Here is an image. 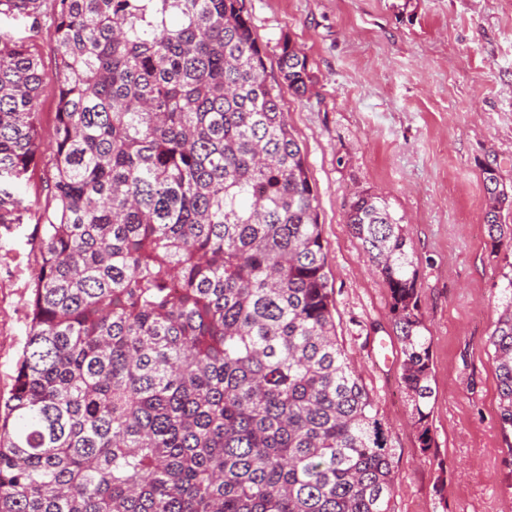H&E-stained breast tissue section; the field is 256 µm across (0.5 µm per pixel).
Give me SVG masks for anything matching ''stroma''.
Returning <instances> with one entry per match:
<instances>
[{"mask_svg": "<svg viewBox=\"0 0 512 512\" xmlns=\"http://www.w3.org/2000/svg\"><path fill=\"white\" fill-rule=\"evenodd\" d=\"M243 8L317 191L339 340L388 430L392 512H512V433L500 427L488 347L512 251L488 236L482 177L492 166L512 193V0H243ZM0 31L27 39L53 73L52 28L1 15ZM286 39L312 76L301 97L280 75ZM56 106L45 81L41 153L11 186V221L0 224V405L28 331ZM358 192L388 201L417 265L432 359L425 452L401 384L389 290L347 224Z\"/></svg>", "mask_w": 512, "mask_h": 512, "instance_id": "35a3bbf8", "label": "stroma"}]
</instances>
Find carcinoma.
Listing matches in <instances>:
<instances>
[{
    "label": "carcinoma",
    "instance_id": "cac0c4a2",
    "mask_svg": "<svg viewBox=\"0 0 512 512\" xmlns=\"http://www.w3.org/2000/svg\"><path fill=\"white\" fill-rule=\"evenodd\" d=\"M0 0L56 33L55 72L0 33V184L40 153L53 211L0 417V512H391V448L336 336L316 191L242 0ZM288 88L311 75L280 46ZM485 224L512 195L484 170ZM347 224L390 293L401 383L431 448L430 337L385 198ZM489 336L512 430V277Z\"/></svg>",
    "mask_w": 512,
    "mask_h": 512
}]
</instances>
